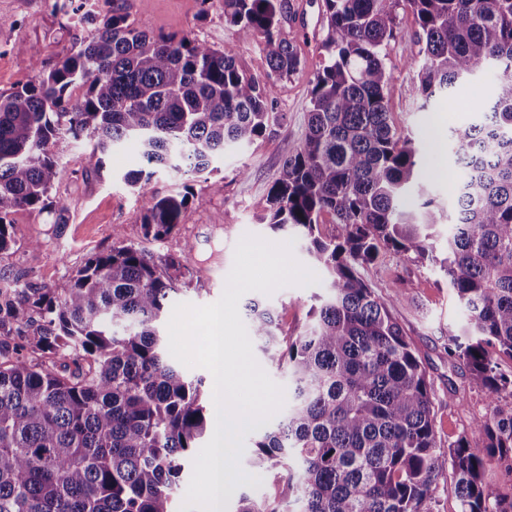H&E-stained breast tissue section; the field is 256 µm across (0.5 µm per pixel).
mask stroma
<instances>
[{"label":"stroma","instance_id":"stroma-1","mask_svg":"<svg viewBox=\"0 0 512 512\" xmlns=\"http://www.w3.org/2000/svg\"><path fill=\"white\" fill-rule=\"evenodd\" d=\"M46 0H0V92L34 80L32 58L52 65L62 49L87 36L89 28L77 22L76 11L84 0H69L55 10ZM295 13L283 22L286 37H307L303 51L308 66L279 83L275 98L282 119L278 126L253 144L232 149L213 162L207 177L193 181V197L177 231L161 241L144 239L143 196L123 181L125 172L138 168L139 152L129 143L106 156L100 170L85 163L89 150L84 143H63L57 148L63 173L54 192L68 203L65 217L52 210L21 209L10 227L12 245L0 252V286L31 284L48 290L65 288L75 271L100 252L109 251L117 238L142 245L157 256L179 258L176 273L180 290L177 303L208 305L222 295L234 263L235 247L247 234L271 242L293 240L299 262L307 260V242L289 233L272 231L260 218L267 192L279 176L283 161L302 144L309 111V81L318 60L316 45L324 36L319 0H291ZM132 20L146 22L153 32L186 33L220 47L235 40L225 25L222 0H126ZM207 17H200V10ZM401 34L389 43L386 53L393 65L389 85L392 120L398 130L412 132L421 162L419 182L441 205H455L458 172L451 132L475 122L477 105L494 97L495 75L484 73L456 85L451 99L437 98L428 109L417 107L420 45L412 12L401 16ZM220 190H213V183ZM40 247H32V240ZM194 247L184 257V243ZM361 277L377 292L399 293L392 314L403 326L433 386L435 429L441 442L467 434L474 450H482V435L472 430L473 416L486 413L487 396L472 382L463 366L448 358V337L461 334L466 316L447 279L438 268L387 253L373 264L360 267ZM326 277L308 286H285L261 300L275 308L282 330L298 335L307 323L314 295L324 293ZM464 400L452 397L454 389Z\"/></svg>","mask_w":512,"mask_h":512}]
</instances>
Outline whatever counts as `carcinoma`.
I'll use <instances>...</instances> for the list:
<instances>
[{
  "instance_id": "obj_1",
  "label": "carcinoma",
  "mask_w": 512,
  "mask_h": 512,
  "mask_svg": "<svg viewBox=\"0 0 512 512\" xmlns=\"http://www.w3.org/2000/svg\"><path fill=\"white\" fill-rule=\"evenodd\" d=\"M123 2L99 23L80 17L94 24L86 37L0 92V251L11 246L12 213L67 210L52 194L64 141H89L96 170L114 148L137 144L140 167L124 181L141 193L158 168L182 179L173 194L144 196L143 236L160 241L181 224L190 178L279 124L276 84L305 65L282 34L290 0H224L225 23L262 41V79L239 67L237 44L156 34ZM320 2L327 33L307 131L262 222L303 233L328 286L296 336L259 300L245 305L250 335L288 370V405L247 460L272 479L274 499L242 494L234 512H280L291 496L300 512H431L448 472L460 512H512V365L490 353L512 360V0ZM407 10L422 43L419 109L480 65L498 70L491 106L452 133L464 171L452 216L425 197L418 148L390 117L386 47ZM325 214L336 223L330 239L316 235ZM448 222L440 258L429 230ZM387 252L438 266L467 314L447 352L488 395L490 413L473 420L482 452L464 434L437 441L431 383L391 316L399 293H376L358 271ZM176 265L120 240L60 292L0 288V512H174L188 454L209 428L202 381L169 363L160 335Z\"/></svg>"
}]
</instances>
